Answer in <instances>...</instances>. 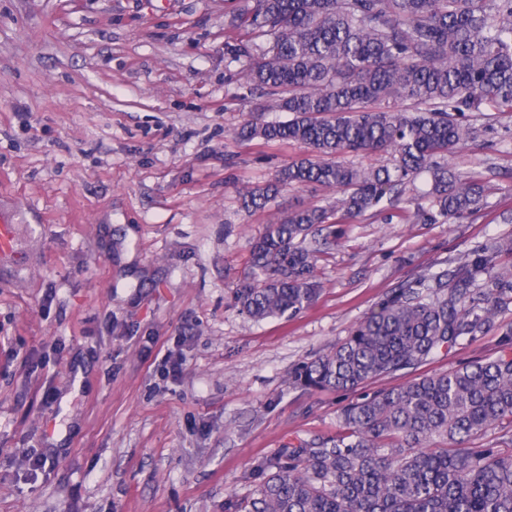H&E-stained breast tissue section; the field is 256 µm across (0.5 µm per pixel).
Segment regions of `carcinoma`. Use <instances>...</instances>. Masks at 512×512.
<instances>
[{
	"instance_id": "obj_1",
	"label": "carcinoma",
	"mask_w": 512,
	"mask_h": 512,
	"mask_svg": "<svg viewBox=\"0 0 512 512\" xmlns=\"http://www.w3.org/2000/svg\"><path fill=\"white\" fill-rule=\"evenodd\" d=\"M227 44L244 83L267 95L235 132L243 141L292 142L308 153L273 180L245 189L243 209L264 210L286 186L339 193L329 206L281 212L251 250L252 278L234 291L255 321L294 317L320 293L319 228L382 202L395 208L405 185L431 177L419 224H446L484 206L475 176L448 159L475 142L466 113L512 111V0H243ZM286 112L271 123L265 112ZM385 152L365 168L347 155ZM512 239L491 237L461 257L387 294L328 353L294 374L305 389L355 391L415 370L466 340L502 330L497 355L364 394L336 415V434L296 440L257 466L252 497L236 512H512V452L472 442L512 430Z\"/></svg>"
}]
</instances>
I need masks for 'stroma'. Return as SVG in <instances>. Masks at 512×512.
<instances>
[{
  "mask_svg": "<svg viewBox=\"0 0 512 512\" xmlns=\"http://www.w3.org/2000/svg\"><path fill=\"white\" fill-rule=\"evenodd\" d=\"M240 0H0V512H227L289 441L334 434L350 391L295 371L391 289L512 239V112L454 169L486 205L445 224L366 212L318 255L298 316L233 303L274 210L240 192L296 143L246 142L256 93L229 60ZM492 331L430 371L490 357ZM46 460L33 470V456ZM0 256L19 259L21 253L18 248L16 224H8L3 221L0 224Z\"/></svg>",
  "mask_w": 512,
  "mask_h": 512,
  "instance_id": "1",
  "label": "stroma"
}]
</instances>
